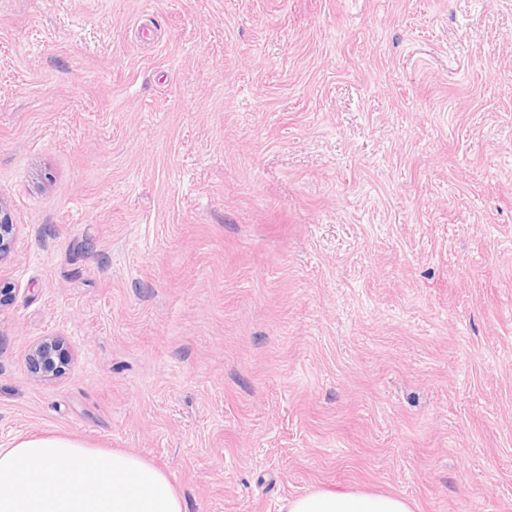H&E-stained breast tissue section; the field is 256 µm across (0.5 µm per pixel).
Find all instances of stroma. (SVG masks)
Instances as JSON below:
<instances>
[{
	"label": "stroma",
	"mask_w": 512,
	"mask_h": 512,
	"mask_svg": "<svg viewBox=\"0 0 512 512\" xmlns=\"http://www.w3.org/2000/svg\"><path fill=\"white\" fill-rule=\"evenodd\" d=\"M0 200L1 445L512 512V0H0ZM17 226L0 202V261H2L13 249L16 240ZM32 373L40 379L61 375L69 364V351L58 336H45L35 343L27 354Z\"/></svg>",
	"instance_id": "35a3bbf8"
}]
</instances>
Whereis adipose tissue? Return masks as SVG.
<instances>
[{"label":"adipose tissue","instance_id":"adipose-tissue-1","mask_svg":"<svg viewBox=\"0 0 512 512\" xmlns=\"http://www.w3.org/2000/svg\"><path fill=\"white\" fill-rule=\"evenodd\" d=\"M285 512H413L403 497L322 488ZM0 512H186L164 470L143 458L58 435L0 447Z\"/></svg>","mask_w":512,"mask_h":512}]
</instances>
